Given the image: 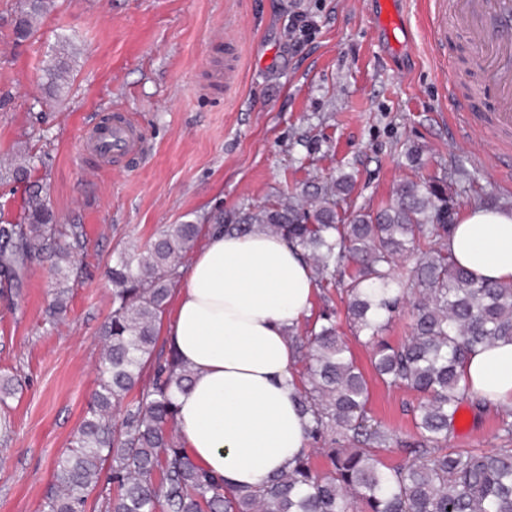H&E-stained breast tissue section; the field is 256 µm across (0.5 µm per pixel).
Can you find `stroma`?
Here are the masks:
<instances>
[{"instance_id": "1", "label": "stroma", "mask_w": 512, "mask_h": 512, "mask_svg": "<svg viewBox=\"0 0 512 512\" xmlns=\"http://www.w3.org/2000/svg\"><path fill=\"white\" fill-rule=\"evenodd\" d=\"M395 2L401 27L386 33L378 0H55L36 36L19 42L18 0H0V160L28 140L60 220H96L57 322L46 316L59 287L50 260L0 290V381L12 383L0 407L12 426L0 442V512L43 510L54 463L97 385L111 310L104 270L118 250L340 174L366 208L416 175L446 178L457 212L482 195L512 209V170L496 167L512 157V133L486 135L496 94L449 0ZM296 13L315 21L298 48L288 39ZM64 36L76 65L65 96L49 104L42 67ZM113 111L147 145L94 181L83 131ZM340 332L368 380L372 415L409 433L412 394L386 388L369 348L348 324ZM497 428L493 411L462 407L452 445L499 447Z\"/></svg>"}]
</instances>
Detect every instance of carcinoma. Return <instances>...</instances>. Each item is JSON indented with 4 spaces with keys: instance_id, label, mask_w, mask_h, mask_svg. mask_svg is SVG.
I'll return each instance as SVG.
<instances>
[{
    "instance_id": "1",
    "label": "carcinoma",
    "mask_w": 512,
    "mask_h": 512,
    "mask_svg": "<svg viewBox=\"0 0 512 512\" xmlns=\"http://www.w3.org/2000/svg\"><path fill=\"white\" fill-rule=\"evenodd\" d=\"M54 2L19 0L16 39L34 37ZM69 46L62 41L43 68L51 99L65 95L73 76ZM37 171L22 141L0 166V183L27 184L19 217L10 219L0 204V279L11 288L41 255L55 259L61 281L79 277L83 227L58 223ZM350 188L332 178L308 204L283 190L261 207L218 211L205 224H171L143 248L118 254L106 270L112 310L102 327L98 388L55 463L43 512H87L94 493L103 512H512V447H450L459 407L487 408L463 379L464 364L479 347L512 342V281L485 280L453 258L448 237L456 208L446 181L406 177L376 210L341 208ZM212 228L263 231L299 248L322 302L313 321L288 329L303 368L297 404L307 448L286 471L231 493L177 435L175 398L191 384L192 370L171 352L153 357L181 260ZM409 252L415 264L396 270V259ZM333 288L346 295V320L371 347L376 376L418 396L414 433L399 437L372 417L368 381L338 333ZM67 293L56 291L49 320L65 311ZM404 306L411 333L393 344L384 331ZM495 415L497 438L512 442V409ZM311 448L329 460L326 470L312 469ZM392 449L404 463L383 462Z\"/></svg>"
}]
</instances>
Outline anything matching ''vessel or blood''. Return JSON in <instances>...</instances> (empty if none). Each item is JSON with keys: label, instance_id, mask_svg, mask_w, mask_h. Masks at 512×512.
Instances as JSON below:
<instances>
[{"label": "vessel or blood", "instance_id": "1", "mask_svg": "<svg viewBox=\"0 0 512 512\" xmlns=\"http://www.w3.org/2000/svg\"><path fill=\"white\" fill-rule=\"evenodd\" d=\"M456 16L478 48L500 49L499 59L487 62L486 79L504 97L500 123L512 124V0H457ZM89 147L103 171L108 160L117 161L142 151L145 139L125 115L116 113L111 124L93 129Z\"/></svg>", "mask_w": 512, "mask_h": 512}]
</instances>
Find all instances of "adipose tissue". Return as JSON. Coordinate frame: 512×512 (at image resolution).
Segmentation results:
<instances>
[{
	"instance_id": "ef3b65f1",
	"label": "adipose tissue",
	"mask_w": 512,
	"mask_h": 512,
	"mask_svg": "<svg viewBox=\"0 0 512 512\" xmlns=\"http://www.w3.org/2000/svg\"><path fill=\"white\" fill-rule=\"evenodd\" d=\"M448 247L477 275L512 280V210L470 208ZM313 296L309 263L260 231L207 234L175 290L163 333L194 372L176 397L177 434L227 490L261 484L307 444L288 329L309 314ZM464 372L487 401L512 407V342L477 351Z\"/></svg>"
}]
</instances>
